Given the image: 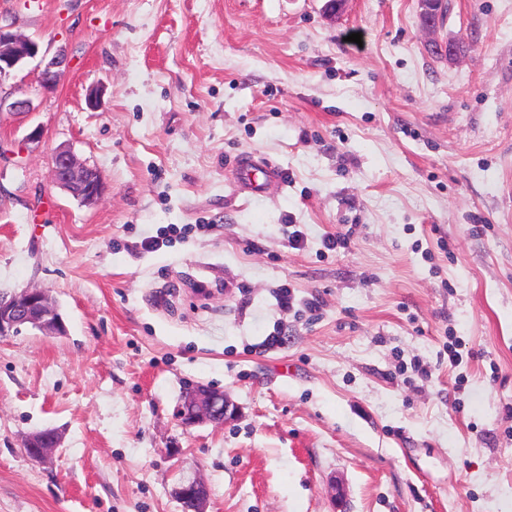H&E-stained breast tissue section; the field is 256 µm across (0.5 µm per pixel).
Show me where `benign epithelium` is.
Masks as SVG:
<instances>
[{"label":"benign epithelium","mask_w":512,"mask_h":512,"mask_svg":"<svg viewBox=\"0 0 512 512\" xmlns=\"http://www.w3.org/2000/svg\"><path fill=\"white\" fill-rule=\"evenodd\" d=\"M421 19L425 27L435 29L442 21V14L448 7L447 0H419ZM40 58L37 77L41 87H46L64 74L67 58L59 52L47 57L41 52V44L36 39L12 31L9 26L0 25V89L11 74L22 68L28 61ZM19 115L33 111L32 101L18 98L6 102L0 96V112L3 108ZM53 183L86 206L97 204L105 192V184L100 171L77 159L71 149L59 147L51 154ZM31 327L45 335L62 336L67 333L66 324L49 294L38 288L24 289L20 292L0 293V337L21 332ZM184 426L212 424L222 426L235 420L239 415L235 405L224 391L204 385H195L187 389L176 411ZM59 437L52 432L47 436L29 435L24 446L34 450L33 459L48 463L52 459ZM175 498L184 508V512H206L210 490L208 485L198 479L182 481L174 491Z\"/></svg>","instance_id":"obj_1"}]
</instances>
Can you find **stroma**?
Segmentation results:
<instances>
[{"label": "stroma", "mask_w": 512, "mask_h": 512, "mask_svg": "<svg viewBox=\"0 0 512 512\" xmlns=\"http://www.w3.org/2000/svg\"><path fill=\"white\" fill-rule=\"evenodd\" d=\"M324 5L0 0L69 60L51 91L16 71L34 110L0 112V292L67 325L0 337V512H181L185 477L206 512H512V0H450L432 33L418 0ZM61 144L96 205L54 187ZM246 153L281 183L243 190ZM170 224L196 230L143 248ZM195 384L238 418L183 427ZM53 183L86 206L97 204L105 192L100 171L80 162L71 149L58 147L51 154ZM59 437L57 433L52 431L48 436H35L29 435L25 439L24 446L27 453L32 457L33 453L29 448H33V459L40 463H48L52 459V454L55 448L58 447ZM175 498L184 508V512H206V504L209 500L210 490L208 485L198 479L189 478L183 480L174 491Z\"/></svg>", "instance_id": "stroma-1"}]
</instances>
